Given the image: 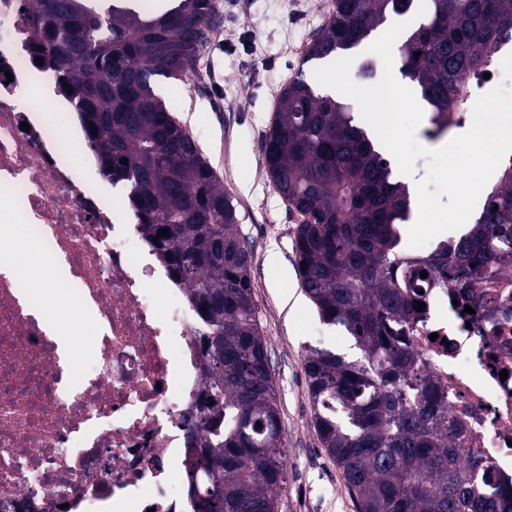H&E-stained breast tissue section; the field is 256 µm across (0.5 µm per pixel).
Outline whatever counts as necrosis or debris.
I'll return each mask as SVG.
<instances>
[{
    "label": "necrosis or debris",
    "mask_w": 512,
    "mask_h": 512,
    "mask_svg": "<svg viewBox=\"0 0 512 512\" xmlns=\"http://www.w3.org/2000/svg\"><path fill=\"white\" fill-rule=\"evenodd\" d=\"M33 0H0V258L36 242L78 305L75 333L92 342L66 363L44 320L38 283L0 272V512H194L185 462L199 441L203 355L190 284L159 260L127 210L101 189L93 152L74 162L47 118L75 102L36 63ZM495 61L450 104L459 123ZM42 89V109L22 95ZM413 338L420 367L458 423L457 447L480 455L489 481L512 489V279L498 306L469 316L456 290L422 281Z\"/></svg>",
    "instance_id": "obj_1"
}]
</instances>
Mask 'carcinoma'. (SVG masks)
<instances>
[{
    "instance_id": "1",
    "label": "carcinoma",
    "mask_w": 512,
    "mask_h": 512,
    "mask_svg": "<svg viewBox=\"0 0 512 512\" xmlns=\"http://www.w3.org/2000/svg\"><path fill=\"white\" fill-rule=\"evenodd\" d=\"M37 2L47 63L73 84L102 176L126 189L136 223L191 283L206 324L193 427L201 442L186 463L195 512H278L284 436L253 301L252 255L215 171L155 92L159 78L188 72L224 16L215 0H176L157 15L124 0L104 10L99 0ZM415 9L416 0H336L305 60L331 61L365 44L389 16ZM509 40L512 0H425L399 52L401 73L428 105L427 137L456 126L448 100ZM264 161L273 188L302 218L295 253L308 298L322 323L361 351L353 360L325 348L306 355L315 427L358 512H512L511 493L484 494L481 460L452 447L457 427L439 410L409 336L423 271L453 273L476 311L493 301L491 262L512 258V174L457 237L450 265L446 250L407 257L400 225L411 218L408 185L353 107L301 74L282 91ZM164 228L169 233L157 236ZM216 459L223 467L212 466Z\"/></svg>"
}]
</instances>
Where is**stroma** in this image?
I'll return each instance as SVG.
<instances>
[{
    "instance_id": "35a3bbf8",
    "label": "stroma",
    "mask_w": 512,
    "mask_h": 512,
    "mask_svg": "<svg viewBox=\"0 0 512 512\" xmlns=\"http://www.w3.org/2000/svg\"><path fill=\"white\" fill-rule=\"evenodd\" d=\"M220 39L201 57L197 78L163 79L155 87L213 166L252 252L250 277L261 336L276 385L288 460L278 512H357L343 476L323 448L308 394V348L353 354L354 342L323 325L306 298L293 241L301 222L274 191L263 162L265 134L281 90L297 73L313 76L304 59L325 23V0H222ZM276 256L287 271L276 282Z\"/></svg>"
}]
</instances>
